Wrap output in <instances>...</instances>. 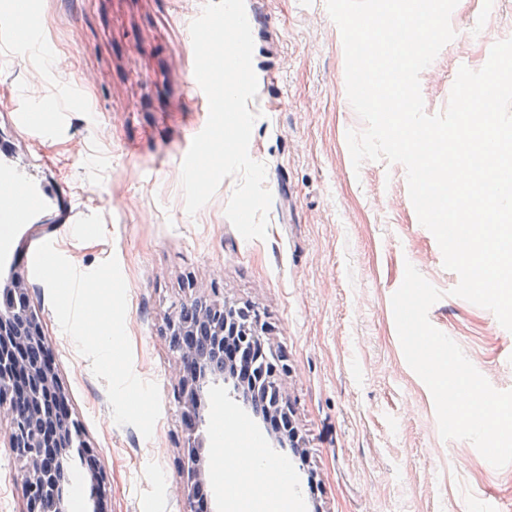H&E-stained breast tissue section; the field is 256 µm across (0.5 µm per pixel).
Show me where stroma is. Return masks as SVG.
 <instances>
[{
    "instance_id": "35a3bbf8",
    "label": "stroma",
    "mask_w": 512,
    "mask_h": 512,
    "mask_svg": "<svg viewBox=\"0 0 512 512\" xmlns=\"http://www.w3.org/2000/svg\"><path fill=\"white\" fill-rule=\"evenodd\" d=\"M205 2L41 0L44 37L59 60L50 70L0 43V143L71 204L65 224L52 212L41 224L0 222V282L15 271L27 279L72 416L101 454L107 512H189L178 484L188 433L164 326L174 301L216 296L267 314L289 367L283 388L302 452L274 446L228 383L208 393L205 434L227 413L258 434L262 454L288 462L296 512H512V464L494 468L471 442L441 438L431 392L404 358L391 296L413 265L444 293L431 324L501 391L512 389V332L453 296L459 277L418 221L405 167L383 159L353 167L346 136L365 123L347 98L326 0H245L260 16L249 155L267 166L266 239L245 240L228 220L234 177L187 214L181 165L190 129L209 115L187 90L189 22ZM451 25L457 40L420 74L430 115L445 110L461 59L481 68L488 40L512 38V0H459ZM76 85L96 117L83 101L61 106L62 90ZM22 97L33 112L11 111ZM36 126L58 133L38 138ZM34 239L53 242L80 270L117 258L133 370L160 391L151 438L114 421L105 380L62 332L29 267ZM18 473L0 444V512L26 510Z\"/></svg>"
}]
</instances>
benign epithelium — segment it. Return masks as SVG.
Instances as JSON below:
<instances>
[{
	"mask_svg": "<svg viewBox=\"0 0 512 512\" xmlns=\"http://www.w3.org/2000/svg\"><path fill=\"white\" fill-rule=\"evenodd\" d=\"M199 318L213 326L218 341L224 338L227 321L233 320L239 345L254 355L251 365L256 372L251 390L238 391L245 407L257 416L285 412L288 405L284 402L281 376L288 371V365L267 342L264 314L252 306L237 307L214 300L201 307ZM186 330L180 312L174 311L167 320L166 333L179 365L176 398L191 426L196 420L204 422L209 389L224 381V365L217 364L208 352L178 342ZM0 379L11 384L9 396L0 398V412L11 419L8 448L22 463L26 512H46L48 500L57 505L58 512H65L68 499L59 474L73 456L84 460L90 457L91 446L84 441L80 424L69 417L48 427L47 419L56 414L59 403L65 400V391L51 364V346L40 317L33 310L11 311L7 315L0 312ZM188 443L192 448L180 465L178 478L180 489L190 501L204 471L203 433H191ZM92 483L91 509L101 512V502L107 495L106 476L101 469L94 470Z\"/></svg>",
	"mask_w": 512,
	"mask_h": 512,
	"instance_id": "benign-epithelium-1",
	"label": "benign epithelium"
}]
</instances>
